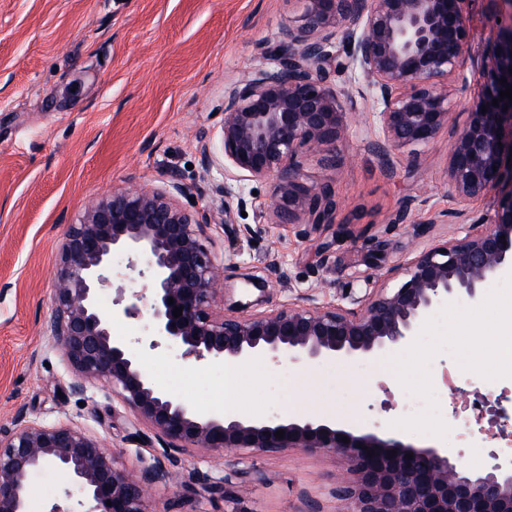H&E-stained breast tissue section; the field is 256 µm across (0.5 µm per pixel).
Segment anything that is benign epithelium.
<instances>
[{
    "mask_svg": "<svg viewBox=\"0 0 512 512\" xmlns=\"http://www.w3.org/2000/svg\"><path fill=\"white\" fill-rule=\"evenodd\" d=\"M305 2V23L282 29L263 49L271 65L246 70L224 87L219 153L202 151L204 170L224 174L215 188L224 234H250L235 221V212L251 203L246 181L271 184L262 208L277 225L336 223V191L308 183L305 161L316 156L336 165L348 112L333 77L360 73L368 80L361 97L375 134L369 144L382 155L425 146L448 131V183L461 204L451 217L468 225L465 236L412 257L397 287L364 295L357 308L290 304L240 316L262 305L266 281L244 278L245 289L259 295L234 299L202 242L203 224L180 202L182 184L124 187L98 197L63 234L44 330L73 373V390L105 384L168 453L133 474L86 428L29 421L19 412L11 426L0 427V512H27L28 475L47 465L80 490L78 507L93 503L87 512H155L152 488L171 478L179 463L174 453L194 448L338 452L349 463L336 485L338 512H512V461L494 453L473 471L446 448H417L327 419L207 415L167 393L144 372L129 342L112 336V316L99 296L112 286L117 254L127 256L142 287L113 303L124 304L127 316L146 312L150 347L176 346L194 367L219 359L304 364L376 357L407 345L439 304L460 296L479 301L485 281L512 267V101L492 105L512 86V0H487L509 18L477 59L486 82L460 127L451 122L448 80L467 82L460 59L474 32L466 0ZM489 194L497 197L493 212L476 214L473 202ZM219 298L228 304L220 317L213 311ZM279 430L282 439L275 437Z\"/></svg>",
    "mask_w": 512,
    "mask_h": 512,
    "instance_id": "obj_1",
    "label": "benign epithelium"
}]
</instances>
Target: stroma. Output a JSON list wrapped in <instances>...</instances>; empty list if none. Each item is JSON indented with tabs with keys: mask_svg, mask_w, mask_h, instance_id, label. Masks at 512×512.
Returning a JSON list of instances; mask_svg holds the SVG:
<instances>
[{
	"mask_svg": "<svg viewBox=\"0 0 512 512\" xmlns=\"http://www.w3.org/2000/svg\"><path fill=\"white\" fill-rule=\"evenodd\" d=\"M468 12L475 35L464 57L468 81L448 85L459 125L485 82L473 57L498 29L486 0H470ZM303 22L301 0H0V426L19 412L42 423L74 421L134 471L164 455L148 425L102 386L72 390L73 375L43 329L62 235L102 194L173 179L186 187L188 209L208 216L224 175L203 170L201 149L219 146L224 85L262 64L259 43ZM371 121L357 113L337 146L336 167L313 160L305 167L308 182L335 188V224L282 230L251 208L243 219L250 237L231 241L223 225L207 223L204 243L226 282L268 280V309L350 308L369 289L394 287L390 269L463 236L462 225L438 221L457 207L448 187L447 134L392 150L385 160L368 146ZM408 199L413 224L394 223ZM126 264L125 256L116 258L102 307L112 314L113 335L145 337L147 320L112 303L117 288L135 286ZM481 298L488 312L461 300L439 307L394 352L400 373L382 374L379 357L305 367L258 360L237 374L229 405L223 362L191 367L167 346H143L139 354L157 383L203 413L322 417L359 430L375 423L404 443L447 448L479 471L490 449L512 459V439L489 443L490 424L479 415L481 405L497 402L512 414V383L441 343L459 340L458 320L495 333L512 320V270L490 278ZM444 385L449 392L439 413L408 412L409 394L430 400ZM181 459L155 488L154 512H336L333 490L349 468L343 455L298 448H199ZM196 470L228 476L226 496L189 484ZM66 485L50 467L31 474L28 512H50Z\"/></svg>",
	"mask_w": 512,
	"mask_h": 512,
	"instance_id": "obj_1",
	"label": "stroma"
}]
</instances>
